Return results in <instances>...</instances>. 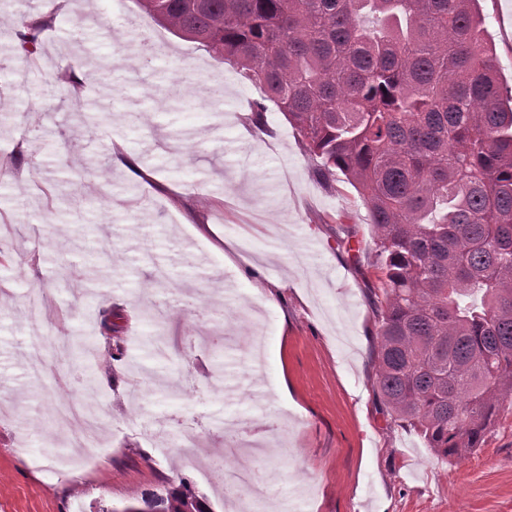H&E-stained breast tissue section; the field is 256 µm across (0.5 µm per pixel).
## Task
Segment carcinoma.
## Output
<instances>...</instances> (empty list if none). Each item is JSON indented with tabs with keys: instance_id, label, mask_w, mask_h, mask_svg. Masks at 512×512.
Listing matches in <instances>:
<instances>
[{
	"instance_id": "obj_1",
	"label": "carcinoma",
	"mask_w": 512,
	"mask_h": 512,
	"mask_svg": "<svg viewBox=\"0 0 512 512\" xmlns=\"http://www.w3.org/2000/svg\"><path fill=\"white\" fill-rule=\"evenodd\" d=\"M481 0H136L237 66L300 134L327 185L350 184L374 237L375 389L444 459L512 406V90ZM43 20H22L36 53ZM79 81L57 76L61 96ZM162 512H202L191 483Z\"/></svg>"
}]
</instances>
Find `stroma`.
Here are the masks:
<instances>
[{
    "label": "stroma",
    "instance_id": "35a3bbf8",
    "mask_svg": "<svg viewBox=\"0 0 512 512\" xmlns=\"http://www.w3.org/2000/svg\"><path fill=\"white\" fill-rule=\"evenodd\" d=\"M72 2L63 14L55 0H0L12 26L52 19L29 57L0 33V59L28 72L25 86H0L12 126L0 156L12 192L0 200V512H72L76 500L120 510L185 479L205 512H512L511 408L482 448L446 461L390 422L373 390L374 244L356 190L317 178L276 107L251 126L263 94L229 62L135 0ZM481 7L511 86L512 0ZM144 34L158 59L146 69ZM63 69L82 76L77 99L57 91ZM78 100L88 124L71 116ZM119 138L140 171L119 163ZM88 163L93 173L68 185ZM253 263L290 282L274 307L247 288ZM93 267L103 279H86ZM256 338L280 347L288 395L253 356ZM37 357L77 376L72 393L32 380ZM92 387L104 394L99 464L77 457L78 422L59 421ZM186 426L190 466L176 447ZM229 447L263 475L259 492L209 480L211 456Z\"/></svg>",
    "mask_w": 512,
    "mask_h": 512
}]
</instances>
